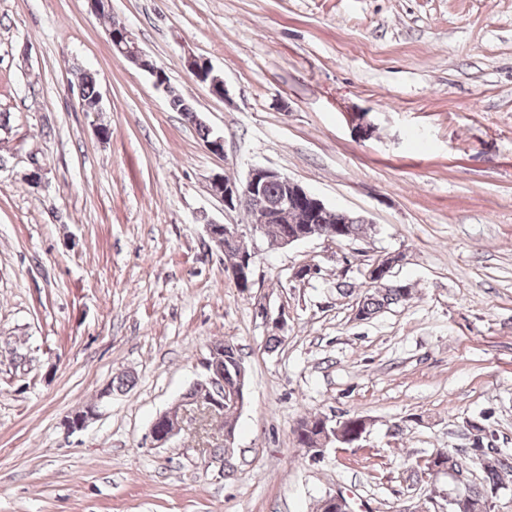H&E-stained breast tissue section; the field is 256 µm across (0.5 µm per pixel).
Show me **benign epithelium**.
Segmentation results:
<instances>
[{"label": "benign epithelium", "mask_w": 512, "mask_h": 512, "mask_svg": "<svg viewBox=\"0 0 512 512\" xmlns=\"http://www.w3.org/2000/svg\"><path fill=\"white\" fill-rule=\"evenodd\" d=\"M113 54L129 61L147 71L153 78L154 84L165 90H170L169 83L161 74V68L146 65L148 55L139 46L130 30L112 35ZM186 66L201 83L208 84L209 91L218 97L225 96L226 88L222 80L208 81L205 74L211 71L208 62L202 58L190 56ZM283 186L284 193L273 203L265 206H255L253 201L264 196L266 187L271 183ZM211 195L224 203L228 210H245L249 213L247 224H205V233L210 246L224 254L242 238L249 236L253 239L262 233L264 224H312L319 211L326 209L324 202L309 192L304 186L287 175L267 167L252 168L246 179L237 181L225 175L216 174L210 179ZM255 252H242L236 260L229 263L233 278L240 283L252 277ZM404 259L400 252L392 253L376 261L368 270V275L376 282H381L384 276ZM211 390L208 393H185L169 410L160 414L151 425L149 434L152 446L161 448L168 445L180 432L184 415L194 413L199 416L212 415L224 410V381L213 370V362L205 359ZM324 433L322 447L328 448L332 441L342 435L345 421H336L326 415L321 416ZM443 501H432L433 512H467L469 501L456 495L442 494Z\"/></svg>", "instance_id": "1"}]
</instances>
